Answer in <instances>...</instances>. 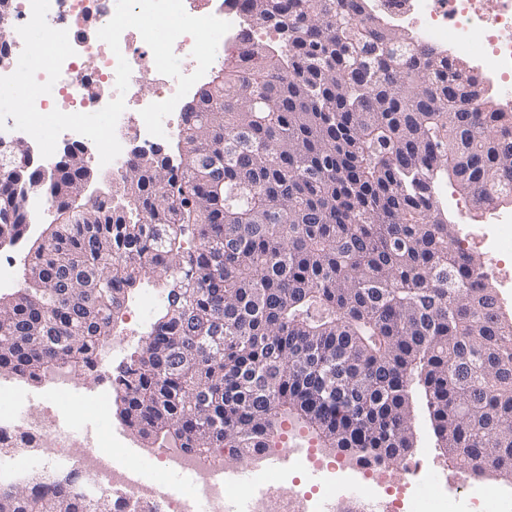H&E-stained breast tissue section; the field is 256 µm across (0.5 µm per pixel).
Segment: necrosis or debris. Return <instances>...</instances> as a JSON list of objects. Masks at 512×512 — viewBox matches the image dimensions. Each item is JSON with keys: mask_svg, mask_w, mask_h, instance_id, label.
Wrapping results in <instances>:
<instances>
[{"mask_svg": "<svg viewBox=\"0 0 512 512\" xmlns=\"http://www.w3.org/2000/svg\"><path fill=\"white\" fill-rule=\"evenodd\" d=\"M190 15H213L231 24L221 38L218 50L227 52L243 44L247 29L240 0H183ZM114 15L113 0H50L47 18L53 28L67 30L75 50L62 65L61 76L51 94L40 96L36 107L40 112L54 109L65 113H83L105 106L117 95L116 66L125 58L131 67L129 88L125 94L126 109L120 116L116 135L124 151L109 163L113 177H120L128 160L127 146L139 144L149 148L153 137L140 115L144 107L140 90L153 89L152 99L162 102L177 90L175 79L160 74L150 47L140 33L125 30L119 52L98 36V30ZM365 17L389 26L411 29L418 44L437 48L447 56L450 65L463 78L476 82L499 99V108L512 112V0H365ZM48 382L53 390L69 401L72 415L91 411L103 416V403L88 405L80 377L57 371ZM106 438L81 434L55 422H47L43 412L31 409L18 419L0 423V447L8 449L11 471L20 480H28L32 470L29 460L38 449L53 447L57 457H67L70 449H80L81 474L91 479L98 495L111 496L116 512H132L145 506L151 512H224L225 501L246 499L248 512H296L300 495L283 475L266 482L264 492L221 482L213 471L224 466L222 450L192 454L175 448L155 449L160 477L132 483L127 465L110 463ZM301 466L317 468L329 479V498L339 496L351 475H360L368 493L375 496L383 512H452L455 498L447 485L437 483L422 490L425 471L422 463L402 466L368 463L360 459L333 460L330 453L309 449ZM182 470L192 478L189 491L169 487L164 470ZM42 480L57 476L56 468L37 470Z\"/></svg>", "mask_w": 512, "mask_h": 512, "instance_id": "necrosis-or-debris-1", "label": "necrosis or debris"}]
</instances>
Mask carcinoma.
<instances>
[{
    "instance_id": "carcinoma-1",
    "label": "carcinoma",
    "mask_w": 512,
    "mask_h": 512,
    "mask_svg": "<svg viewBox=\"0 0 512 512\" xmlns=\"http://www.w3.org/2000/svg\"><path fill=\"white\" fill-rule=\"evenodd\" d=\"M245 2L278 43L224 59L181 113L177 155H137L105 202L76 150L46 177L0 171V238L32 222L25 193L58 202L0 296V376H92L115 314L156 277L166 303L112 378L150 444L243 458L292 416L396 465L419 390L456 465L512 477V321L433 195L445 178L484 211L512 200V113L435 48L360 18L363 0ZM0 512L113 510L71 472L0 485Z\"/></svg>"
}]
</instances>
